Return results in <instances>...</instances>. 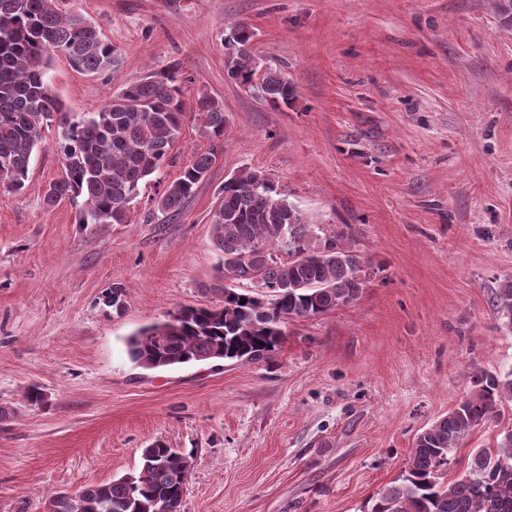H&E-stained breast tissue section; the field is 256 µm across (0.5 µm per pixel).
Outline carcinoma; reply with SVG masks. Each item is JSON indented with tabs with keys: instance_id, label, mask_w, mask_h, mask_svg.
Returning <instances> with one entry per match:
<instances>
[{
	"instance_id": "carcinoma-1",
	"label": "carcinoma",
	"mask_w": 512,
	"mask_h": 512,
	"mask_svg": "<svg viewBox=\"0 0 512 512\" xmlns=\"http://www.w3.org/2000/svg\"><path fill=\"white\" fill-rule=\"evenodd\" d=\"M228 76L246 84L255 73L253 33L236 24ZM55 55L81 73L118 64L117 50L79 13L63 15L56 0H0V183L26 187L42 130L58 128L56 151L62 174L42 198L52 208L78 207L81 224H125L143 182L158 172L186 119L176 72L131 83L92 112H71L53 94L47 64ZM262 98L288 106L296 88L270 69ZM199 136L213 148L194 157L156 199L177 214L221 156L224 103L201 93L195 106ZM213 243L223 254L224 305L185 307L169 319L127 338L130 359L145 369L204 360L253 362L275 350L288 320L326 314L357 299L364 262L342 246L345 231L308 224L261 171L244 170L224 182V204L214 214ZM247 284V288L239 284ZM245 303H240L241 299ZM493 306L512 327V277L496 288ZM478 389L419 433L401 482L384 487L371 512H512V429L494 448L475 451L467 472L450 481L448 456L474 427L494 417L498 402L512 397V368L480 373ZM191 454L155 442L142 452L139 471L78 492L48 495L44 512H180Z\"/></svg>"
}]
</instances>
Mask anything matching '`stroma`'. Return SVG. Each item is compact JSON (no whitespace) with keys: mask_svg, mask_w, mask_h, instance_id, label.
<instances>
[{"mask_svg":"<svg viewBox=\"0 0 512 512\" xmlns=\"http://www.w3.org/2000/svg\"><path fill=\"white\" fill-rule=\"evenodd\" d=\"M119 51L85 75L53 57L65 107L177 70L187 118L124 224L45 208L56 126L17 193L0 185V512L138 471L154 442L191 453L181 512H366L413 443L512 368L492 305L512 276V0H58ZM294 83L290 106L225 76L224 37ZM222 101L223 155L176 215L154 201L211 149L193 118ZM269 174L306 219L347 228L364 257L351 303L293 318L268 358L145 370L125 340L189 306L219 307L212 220L242 168ZM122 285L120 308L105 303ZM39 387L46 403L25 397ZM512 401L449 456L496 447Z\"/></svg>","mask_w":512,"mask_h":512,"instance_id":"stroma-1","label":"stroma"}]
</instances>
